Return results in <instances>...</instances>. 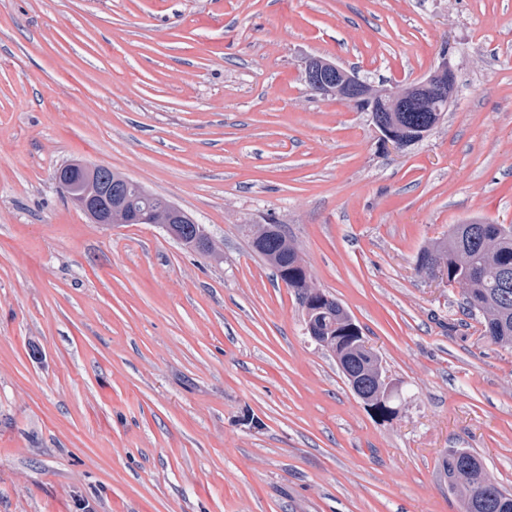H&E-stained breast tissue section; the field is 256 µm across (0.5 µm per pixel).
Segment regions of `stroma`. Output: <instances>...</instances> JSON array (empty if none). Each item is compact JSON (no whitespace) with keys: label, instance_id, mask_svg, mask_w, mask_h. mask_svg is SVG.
Wrapping results in <instances>:
<instances>
[{"label":"stroma","instance_id":"obj_1","mask_svg":"<svg viewBox=\"0 0 512 512\" xmlns=\"http://www.w3.org/2000/svg\"><path fill=\"white\" fill-rule=\"evenodd\" d=\"M315 55L458 93L383 149ZM120 170L220 246L92 223L55 170ZM274 217L396 385L384 421L244 227ZM512 225V0H0V512H462V448L512 491V348L416 271Z\"/></svg>","mask_w":512,"mask_h":512}]
</instances>
